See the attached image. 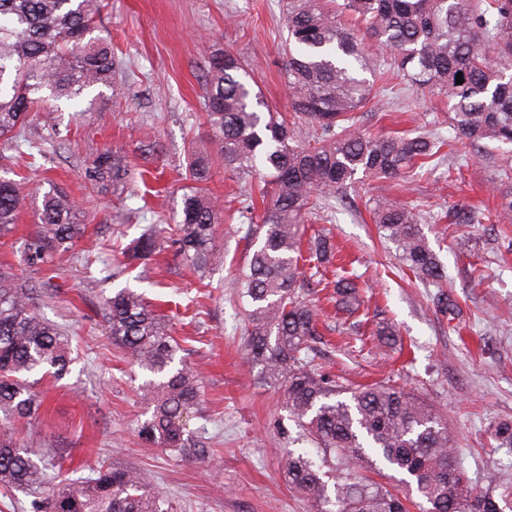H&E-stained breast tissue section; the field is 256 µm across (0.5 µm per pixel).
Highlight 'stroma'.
Wrapping results in <instances>:
<instances>
[{
	"instance_id": "stroma-1",
	"label": "stroma",
	"mask_w": 512,
	"mask_h": 512,
	"mask_svg": "<svg viewBox=\"0 0 512 512\" xmlns=\"http://www.w3.org/2000/svg\"><path fill=\"white\" fill-rule=\"evenodd\" d=\"M282 8L283 0H102L98 33L112 42L121 95L107 88L86 95L78 109L60 106L53 121L31 118L19 148L33 152L37 165L10 171L31 189L53 180L84 226L69 251L41 267L22 260L38 229L32 211L0 238V268L34 288L41 315L68 336L75 357L63 379L39 382L44 405L17 436L71 448L72 466L83 476L102 459L137 468L173 512H311L281 475V451L300 435L283 388L262 382L245 359L247 321L232 281L247 253V225L217 226L224 264L203 275L185 267L169 243L145 266L117 268L121 247L172 218L188 185L190 156L217 151L204 122L207 46L246 59L268 104L289 111ZM361 127L379 135L415 129L453 136L447 109L402 82L363 114ZM108 148L144 171L132 193L104 194L85 179V159ZM506 155L491 143L478 153L448 154L418 178L363 179L345 197L324 195L326 207L309 216L305 233H329L361 300L353 318L320 301L317 362L353 385L394 378L447 418L470 474L491 469L512 480V451L493 449L488 431L490 421L512 417V224L488 220ZM381 197L416 206L446 272L440 287L402 272L372 221ZM460 209L471 212L472 223L448 222ZM461 235L470 241L464 254L455 248ZM126 287L144 291L173 324L187 362L200 372L203 412L190 431L208 450L205 462L185 461L137 437L150 416L139 399L148 375L113 345L103 317L105 298ZM441 292L456 297L463 320L449 321L436 301ZM385 323L395 328L398 345L376 337Z\"/></svg>"
}]
</instances>
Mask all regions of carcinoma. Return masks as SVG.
<instances>
[{
  "mask_svg": "<svg viewBox=\"0 0 512 512\" xmlns=\"http://www.w3.org/2000/svg\"><path fill=\"white\" fill-rule=\"evenodd\" d=\"M98 0H0V140L9 144L48 98L76 105L83 95L112 84L116 59L97 30ZM282 71L291 113L272 110L238 55L215 49L205 56L206 123L217 139L224 169L258 179L257 195L236 210L249 224L250 253L236 279L247 305L246 358L266 383L284 385V404L315 446L286 448L283 476L312 512H412L411 494L388 482L386 471L415 488L427 512H512V484L492 470L470 481L448 422L423 400L390 382L345 387L320 370L312 356L317 335V288L301 283V238L307 214L320 209L314 190L344 193L359 177L399 180L421 175L445 141L427 134L372 136L355 114L384 90L383 72L368 64L364 31L393 54V66L410 86L427 88L448 104L454 143L474 151L482 144H512V0H288ZM464 82L456 83V75ZM311 133L303 135V128ZM212 158L188 162L192 186L168 227L151 226L121 249L129 268L157 254L168 233L184 264L204 272L223 262L215 246L221 211L207 190ZM87 178L112 193L129 191L133 171L120 151L106 149L86 167ZM31 207L41 229L27 241L35 267L66 252L81 237L67 195L52 185L41 201L20 183L0 176V237ZM373 214L382 238L420 281L437 284L444 269L429 247L415 210L381 199ZM333 257L324 232L310 258ZM317 284L333 289L336 308L360 307L347 276ZM109 335L129 363L152 378L141 387L151 411L138 429L142 441L185 458L188 421L201 409L200 377L177 358L179 341L144 294L122 288L104 303ZM72 362L69 340L34 306V290L0 271V486L38 496L36 512H169V499L143 472L101 461L87 477L64 479L46 497V455L57 468L70 448L21 444L15 430L35 419L44 399L28 375L59 380ZM498 448H512V419L489 427Z\"/></svg>",
  "mask_w": 512,
  "mask_h": 512,
  "instance_id": "1",
  "label": "carcinoma"
}]
</instances>
